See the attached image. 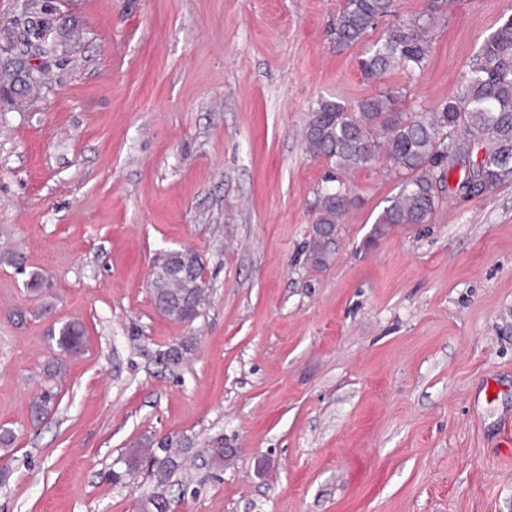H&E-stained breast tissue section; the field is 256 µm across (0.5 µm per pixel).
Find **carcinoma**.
Listing matches in <instances>:
<instances>
[{
	"mask_svg": "<svg viewBox=\"0 0 512 512\" xmlns=\"http://www.w3.org/2000/svg\"><path fill=\"white\" fill-rule=\"evenodd\" d=\"M455 0H427L425 11L408 20L389 22L380 37L369 43L359 59L363 77L373 83L400 71L412 76L424 68L432 48L435 17L450 9ZM396 15L394 0H343L329 26V36L339 48L366 42L378 22ZM56 19L24 20L22 46L49 63L71 52L70 45L56 43ZM403 92L386 86L351 107L339 100L322 99L305 130L309 152L326 160L331 173L313 203L314 239L311 257L323 264L335 245L337 226L354 202L346 175L357 169L384 165L397 173V192L375 220L373 238H380L396 224H427L445 198L455 159L451 153L465 131V140L484 152L483 166L474 177L460 180L456 198L479 196L488 189L512 183V14L503 13L499 25L483 42L468 64L458 94L427 113L402 112ZM201 271L189 277H169L150 284L153 303L176 322L194 320L206 300ZM57 348L74 355L83 347L84 326L66 321L51 329ZM58 407V393L43 389L32 399L30 418L41 422ZM183 444L165 437L135 449L131 464L112 477L120 480L148 463L163 487L182 467Z\"/></svg>",
	"mask_w": 512,
	"mask_h": 512,
	"instance_id": "1",
	"label": "carcinoma"
}]
</instances>
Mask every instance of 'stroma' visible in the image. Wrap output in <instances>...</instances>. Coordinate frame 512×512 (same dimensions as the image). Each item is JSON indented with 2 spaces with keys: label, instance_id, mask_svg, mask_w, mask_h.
Returning a JSON list of instances; mask_svg holds the SVG:
<instances>
[{
  "label": "stroma",
  "instance_id": "1",
  "mask_svg": "<svg viewBox=\"0 0 512 512\" xmlns=\"http://www.w3.org/2000/svg\"><path fill=\"white\" fill-rule=\"evenodd\" d=\"M341 4L51 0L73 51L0 106V250L25 255L0 263V425L16 435L0 512H139L155 477L107 474L166 436L191 461L167 512H512V184L372 245L397 181L355 171L337 250L309 259L329 172L306 148L311 112L378 91L363 45L327 34ZM511 5L456 0L424 70L386 80L401 111L452 99ZM181 248L210 294L190 323L149 292L154 259ZM72 319L84 350L32 424L48 331ZM58 392L52 388L43 389L32 399L30 404V418L33 423H39L48 417L58 407Z\"/></svg>",
  "mask_w": 512,
  "mask_h": 512
}]
</instances>
